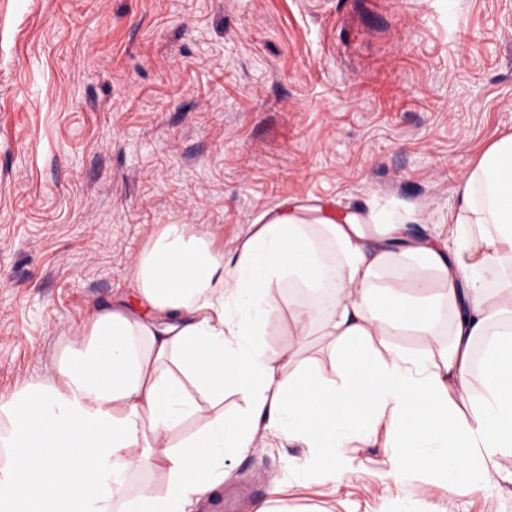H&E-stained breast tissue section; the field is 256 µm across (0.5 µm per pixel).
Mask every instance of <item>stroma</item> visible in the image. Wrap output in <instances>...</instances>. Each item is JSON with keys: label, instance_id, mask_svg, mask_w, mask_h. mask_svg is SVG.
Segmentation results:
<instances>
[{"label": "stroma", "instance_id": "35a3bbf8", "mask_svg": "<svg viewBox=\"0 0 512 512\" xmlns=\"http://www.w3.org/2000/svg\"><path fill=\"white\" fill-rule=\"evenodd\" d=\"M512 134V0H0V397L48 376L96 308L143 304L134 268L169 224L232 253L284 200L421 210L443 243L485 150ZM262 343L287 346L275 284ZM389 420L348 471L258 434L192 512H512V457L476 489L389 475Z\"/></svg>", "mask_w": 512, "mask_h": 512}]
</instances>
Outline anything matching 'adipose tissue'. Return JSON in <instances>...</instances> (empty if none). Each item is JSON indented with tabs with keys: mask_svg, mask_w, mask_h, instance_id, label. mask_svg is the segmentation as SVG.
Returning a JSON list of instances; mask_svg holds the SVG:
<instances>
[{
	"mask_svg": "<svg viewBox=\"0 0 512 512\" xmlns=\"http://www.w3.org/2000/svg\"><path fill=\"white\" fill-rule=\"evenodd\" d=\"M421 220L413 208L362 221L285 204L229 256L210 233L167 225L135 268L149 314L96 309L67 337L51 379L0 400V512H189L223 483L225 457L262 430L301 436L316 451L312 472L332 482L346 470L337 448L384 409L401 446L392 473L416 465L450 484H484L485 461L512 456V135L470 169L445 248L410 236ZM164 255L175 259L165 278ZM283 282L307 295L293 346L271 350L256 336L275 308L269 289ZM444 319L438 357L391 348L379 360L368 348L410 326L439 335ZM316 330L331 339L340 382L296 361ZM476 364L482 392L467 418L456 401L471 395ZM228 387L242 412L225 413ZM189 421L197 428L186 435ZM155 469L165 491L129 493L106 479Z\"/></svg>",
	"mask_w": 512,
	"mask_h": 512,
	"instance_id": "1",
	"label": "adipose tissue"
}]
</instances>
